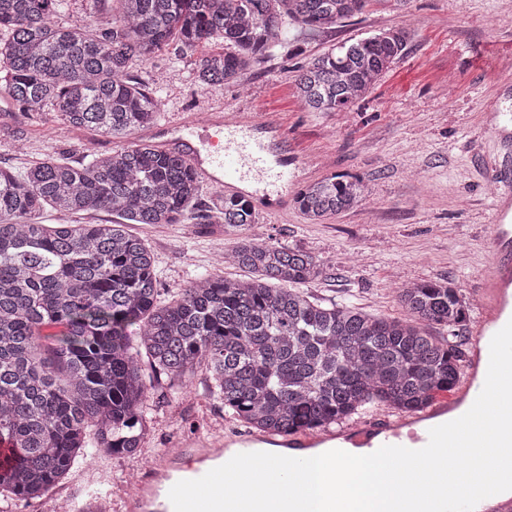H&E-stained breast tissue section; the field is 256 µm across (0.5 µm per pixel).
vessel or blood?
I'll use <instances>...</instances> for the list:
<instances>
[{"label": "vessel or blood", "instance_id": "1", "mask_svg": "<svg viewBox=\"0 0 512 512\" xmlns=\"http://www.w3.org/2000/svg\"><path fill=\"white\" fill-rule=\"evenodd\" d=\"M269 124V117L260 113L244 119L218 115L201 122L188 118L181 124L184 132L182 153L208 183L227 193H244V184L252 175L273 184H283L290 181V171L273 164L269 144L251 134L253 127H266ZM214 128L229 132L223 151L200 152L198 141L208 136ZM487 133L498 149L491 165L497 175L498 193L494 201L495 260L475 292L480 310L477 332L481 335L487 333L489 323H496L500 328L505 326L506 321L501 313L508 299H511L505 286L512 282V180L501 174L502 169L512 163V132L507 131L506 127L492 124L488 126ZM482 388V382L470 371L466 373L458 391L439 392L432 408L415 416L412 421L391 418L389 412L385 411L348 425L344 434L352 443L366 444L375 450L384 445L420 449L429 441V431L437 424V414L447 413L448 409L457 407L461 400L475 401ZM198 459L199 450L191 442L186 443L178 453H163L154 457L144 473L138 494L125 499V512H173L169 499L158 493V477L164 472L180 470L193 478H200L204 471L198 467Z\"/></svg>", "mask_w": 512, "mask_h": 512}]
</instances>
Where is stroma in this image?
I'll list each match as a JSON object with an SVG mask.
<instances>
[{
  "instance_id": "stroma-1",
  "label": "stroma",
  "mask_w": 512,
  "mask_h": 512,
  "mask_svg": "<svg viewBox=\"0 0 512 512\" xmlns=\"http://www.w3.org/2000/svg\"><path fill=\"white\" fill-rule=\"evenodd\" d=\"M390 28L409 40L368 96L341 112H310L295 93L297 68L329 46ZM287 49L276 50L244 84L198 90L189 59L155 52L133 69L163 98L158 124L212 111L266 113L277 127L263 130L273 161H289L296 183L335 172L360 176L368 186L361 208L323 224L307 223L297 206L275 214L260 209L250 237L315 255L323 274L303 286L322 301L349 300L382 317L400 316L396 290L403 284L445 279L465 297L491 265L494 179L485 128L512 126V0H411L395 10L375 0L362 14L320 30L293 27ZM0 122L25 129L22 141L0 133V166L24 171L53 157L75 160L85 151L105 154L116 143L92 130L76 131L55 113L23 114L0 94ZM153 249L163 293L178 292L213 270L235 235L220 224L132 225ZM154 429L146 446L159 453L210 439L224 430L245 433L225 417L196 374L177 398L151 393ZM145 459L114 456L84 464L106 473L111 512L133 490L131 472Z\"/></svg>"
}]
</instances>
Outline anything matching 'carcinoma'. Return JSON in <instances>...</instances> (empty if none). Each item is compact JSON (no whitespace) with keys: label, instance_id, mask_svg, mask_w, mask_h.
Returning <instances> with one entry per match:
<instances>
[{"label":"carcinoma","instance_id":"cac0c4a2","mask_svg":"<svg viewBox=\"0 0 512 512\" xmlns=\"http://www.w3.org/2000/svg\"><path fill=\"white\" fill-rule=\"evenodd\" d=\"M374 1L410 0H0V93L24 112L57 113L76 129L125 144L78 162L48 159L17 174L0 167V442L13 451L0 471V512L58 488L94 455L138 456L151 431L146 380L169 394L197 371L224 413L258 434L288 436L343 424L370 406L428 409L460 377L449 341L425 327L458 325L466 302L446 280L397 292L404 317L350 302L324 304L299 285L322 274L312 254L239 237L216 269L170 296L155 256L132 224H180L201 184L179 152L135 134L160 112L157 92L131 69L163 48L194 60L206 91L241 81L288 27H329ZM87 24L66 22L75 11ZM407 34L384 30L333 45L297 72L310 112H341L365 98ZM363 179L334 173L303 185L298 208L324 224L359 206ZM107 211L110 224H43L46 207ZM258 213L226 196L205 220L241 231ZM58 327L55 334L44 330Z\"/></svg>","mask_w":512,"mask_h":512}]
</instances>
